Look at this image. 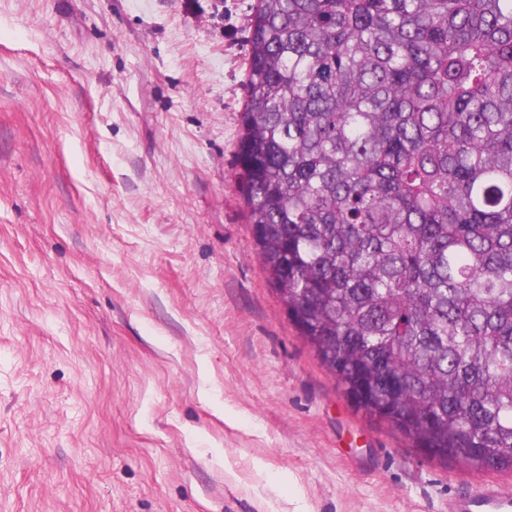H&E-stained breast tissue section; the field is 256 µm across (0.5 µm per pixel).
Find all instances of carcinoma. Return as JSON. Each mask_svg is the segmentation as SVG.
Here are the masks:
<instances>
[{
    "label": "carcinoma",
    "instance_id": "1",
    "mask_svg": "<svg viewBox=\"0 0 512 512\" xmlns=\"http://www.w3.org/2000/svg\"><path fill=\"white\" fill-rule=\"evenodd\" d=\"M257 254L351 403L512 472V0H257Z\"/></svg>",
    "mask_w": 512,
    "mask_h": 512
}]
</instances>
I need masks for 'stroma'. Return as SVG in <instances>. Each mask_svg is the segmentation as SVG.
Listing matches in <instances>:
<instances>
[{
    "mask_svg": "<svg viewBox=\"0 0 512 512\" xmlns=\"http://www.w3.org/2000/svg\"><path fill=\"white\" fill-rule=\"evenodd\" d=\"M256 0H0V512H448L337 388L243 202Z\"/></svg>",
    "mask_w": 512,
    "mask_h": 512,
    "instance_id": "obj_1",
    "label": "stroma"
}]
</instances>
